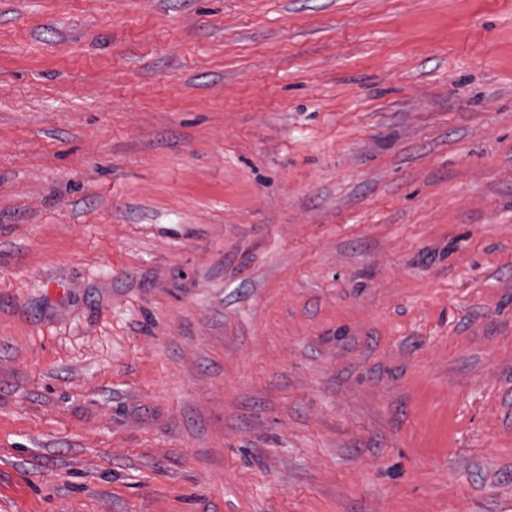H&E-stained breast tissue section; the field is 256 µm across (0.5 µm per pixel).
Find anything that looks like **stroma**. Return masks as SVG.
<instances>
[{
	"mask_svg": "<svg viewBox=\"0 0 512 512\" xmlns=\"http://www.w3.org/2000/svg\"><path fill=\"white\" fill-rule=\"evenodd\" d=\"M0 512H512V0H0Z\"/></svg>",
	"mask_w": 512,
	"mask_h": 512,
	"instance_id": "35a3bbf8",
	"label": "stroma"
}]
</instances>
